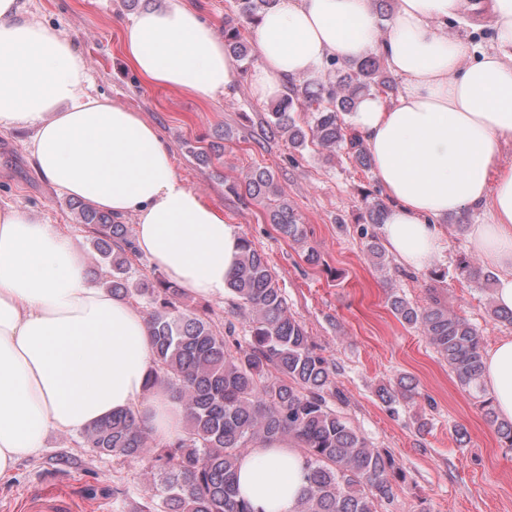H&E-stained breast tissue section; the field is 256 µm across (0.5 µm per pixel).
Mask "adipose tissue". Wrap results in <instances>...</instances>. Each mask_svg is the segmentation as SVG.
Instances as JSON below:
<instances>
[{
  "mask_svg": "<svg viewBox=\"0 0 512 512\" xmlns=\"http://www.w3.org/2000/svg\"><path fill=\"white\" fill-rule=\"evenodd\" d=\"M24 0H0V130L28 132L26 151L58 193L112 217L136 219L134 244L167 279L200 298H221L241 255L240 234L176 173L170 145L140 113L92 94L72 41L25 19ZM491 19L480 55L448 37L449 21L475 9ZM124 51L146 80L202 99L224 95L237 59L185 0H165L124 28ZM251 88L283 83L327 60L380 55L401 83L394 101L364 97L350 125L388 198L381 235L405 267L440 259L443 220L484 211L468 244L498 271L494 299L512 311V0H396L387 32L370 0H277L255 29ZM155 368L140 307L90 283L80 245L26 209L0 208V477L37 456L49 433L75 434L132 411L153 436H180L185 409ZM484 383L499 420L512 422V336L484 356ZM305 459L289 441L251 448L238 468L254 512H297Z\"/></svg>",
  "mask_w": 512,
  "mask_h": 512,
  "instance_id": "adipose-tissue-1",
  "label": "adipose tissue"
}]
</instances>
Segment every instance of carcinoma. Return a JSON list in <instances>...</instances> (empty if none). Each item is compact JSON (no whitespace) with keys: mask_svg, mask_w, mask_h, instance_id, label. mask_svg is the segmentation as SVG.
<instances>
[{"mask_svg":"<svg viewBox=\"0 0 512 512\" xmlns=\"http://www.w3.org/2000/svg\"><path fill=\"white\" fill-rule=\"evenodd\" d=\"M276 0H237V16L254 24ZM224 45L241 61H253L235 20L224 25ZM333 68L324 80L291 83L289 92L266 126L294 148L312 142L334 154L344 152L363 171L372 169L365 147L351 133L343 116L356 111L368 95H390L395 83L371 54L345 69ZM307 113V125L294 113ZM248 203L266 204L268 223L289 241L302 244L306 230L288 203L274 174L255 167L242 182L226 184ZM73 209L88 233L101 263L108 268L106 288L149 308L155 372L149 386H167L182 401L187 420L182 436L158 445L131 411L113 415L83 430L85 447L119 461L148 459L154 495L139 512H254L238 495L239 462L254 445L266 440L297 443L306 459L308 486L300 512H378L395 499L399 475L395 459L372 447L331 408L341 398L334 370L316 352L302 321L288 311L275 273L263 253L242 239L241 259L228 291L251 333L245 346L230 350L236 327L214 328L205 311L185 303L186 293L166 279H134L131 256L136 254L126 224L85 202ZM386 204L379 198L365 204L363 223L373 227L368 255L373 265L387 266L378 236ZM459 269L468 280L490 287L495 277L464 260ZM390 307L404 325L419 331L448 362L505 447L512 448V423L498 420L483 383V337L467 319L434 299L412 305L393 294ZM389 404L416 403L417 386L401 377L379 389Z\"/></svg>","mask_w":512,"mask_h":512,"instance_id":"obj_1","label":"carcinoma"}]
</instances>
